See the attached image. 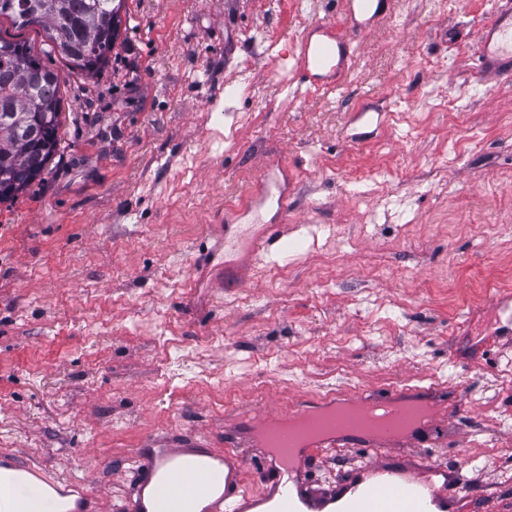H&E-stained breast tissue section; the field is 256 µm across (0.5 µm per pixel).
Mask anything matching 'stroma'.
Returning <instances> with one entry per match:
<instances>
[{
    "label": "stroma",
    "instance_id": "1",
    "mask_svg": "<svg viewBox=\"0 0 512 512\" xmlns=\"http://www.w3.org/2000/svg\"><path fill=\"white\" fill-rule=\"evenodd\" d=\"M501 2L394 0L359 26L342 0H125L91 79L1 17L59 74L62 125L41 178L0 203V451L123 512L137 449L241 443L259 412L315 395L429 389L446 436L408 454L461 469L448 494L471 512H512V334L481 354L467 323L512 324L485 309L512 292V76L477 68ZM329 21L349 71L311 89L300 45ZM268 33L279 56L250 54ZM283 218L299 246L220 279L256 222ZM364 460L314 458L309 486Z\"/></svg>",
    "mask_w": 512,
    "mask_h": 512
}]
</instances>
